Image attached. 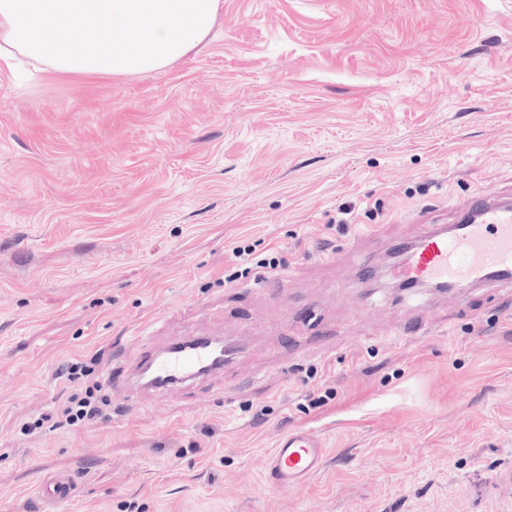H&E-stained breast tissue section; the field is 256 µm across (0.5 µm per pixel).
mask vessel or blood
<instances>
[{
  "label": "vessel or blood",
  "mask_w": 512,
  "mask_h": 512,
  "mask_svg": "<svg viewBox=\"0 0 512 512\" xmlns=\"http://www.w3.org/2000/svg\"><path fill=\"white\" fill-rule=\"evenodd\" d=\"M423 229L404 251L401 262L389 271L392 278L409 285L457 287L512 282V199L475 196L459 209L456 223H439L437 216H414ZM240 351L236 341L220 337L184 335L157 348L141 340L135 359L120 375H107L109 386L128 397L153 390L173 394L196 382L221 377L224 365ZM325 451L320 430L294 429L278 436L270 453L272 484L293 490L323 465ZM50 504L69 500V481L51 479L41 488Z\"/></svg>",
  "instance_id": "vessel-or-blood-1"
}]
</instances>
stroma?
<instances>
[{
	"instance_id": "obj_1",
	"label": "stroma",
	"mask_w": 512,
	"mask_h": 512,
	"mask_svg": "<svg viewBox=\"0 0 512 512\" xmlns=\"http://www.w3.org/2000/svg\"><path fill=\"white\" fill-rule=\"evenodd\" d=\"M223 2L158 73L0 63V512H512V286L345 281L412 214L512 189V0ZM238 247L277 258L276 295ZM139 330L244 350L59 426L62 365L105 378ZM308 427L324 466L274 487L276 437ZM56 476L78 492L47 510Z\"/></svg>"
}]
</instances>
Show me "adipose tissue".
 <instances>
[{
  "label": "adipose tissue",
  "mask_w": 512,
  "mask_h": 512,
  "mask_svg": "<svg viewBox=\"0 0 512 512\" xmlns=\"http://www.w3.org/2000/svg\"><path fill=\"white\" fill-rule=\"evenodd\" d=\"M221 0H0V62L64 74L157 73L199 52Z\"/></svg>",
  "instance_id": "obj_1"
}]
</instances>
